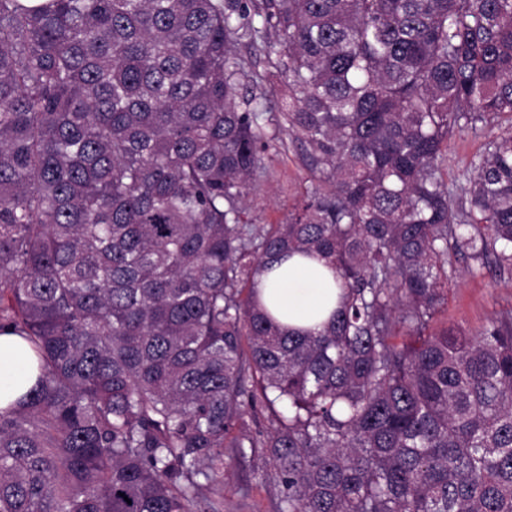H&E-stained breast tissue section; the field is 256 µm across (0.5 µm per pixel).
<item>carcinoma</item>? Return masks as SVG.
<instances>
[{
  "instance_id": "carcinoma-1",
  "label": "carcinoma",
  "mask_w": 512,
  "mask_h": 512,
  "mask_svg": "<svg viewBox=\"0 0 512 512\" xmlns=\"http://www.w3.org/2000/svg\"><path fill=\"white\" fill-rule=\"evenodd\" d=\"M272 107L311 188L254 224ZM504 115L512 0H0V512H218L246 447L274 512H512V312L431 328L459 260L512 272V134L442 178ZM284 253L344 290L317 333L260 307ZM255 68L257 72L264 76V80L258 87L253 85L248 79L242 80L240 93L243 96L250 97L251 95H259L261 92H265L269 99L276 101L288 91L284 75L279 70L271 67L263 56L261 59H257ZM512 126L510 117L504 115L477 131L470 128L458 130L448 141L447 160L443 178L450 187L465 184L473 160L480 155L486 143L496 135L505 133ZM38 375V357L28 341L12 331L1 333L0 410L13 407Z\"/></svg>"
}]
</instances>
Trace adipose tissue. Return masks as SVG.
<instances>
[{"label":"adipose tissue","mask_w":512,"mask_h":512,"mask_svg":"<svg viewBox=\"0 0 512 512\" xmlns=\"http://www.w3.org/2000/svg\"><path fill=\"white\" fill-rule=\"evenodd\" d=\"M260 298L284 329L320 331L332 318L340 290L325 260L300 255L266 262L256 278ZM38 357L17 333L0 334V410L13 407L35 384Z\"/></svg>","instance_id":"obj_1"}]
</instances>
